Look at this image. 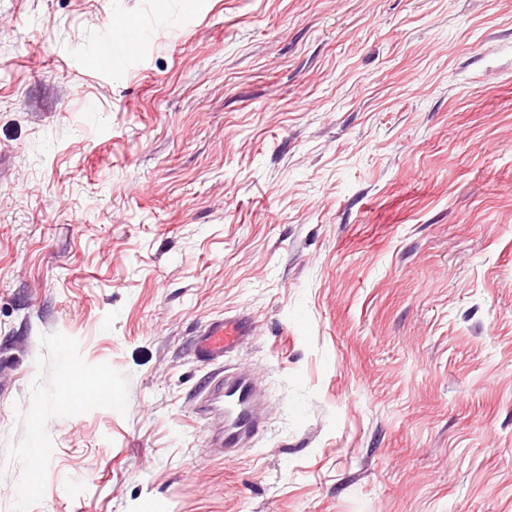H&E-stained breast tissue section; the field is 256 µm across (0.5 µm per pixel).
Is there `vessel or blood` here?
I'll return each instance as SVG.
<instances>
[{
	"instance_id": "b4317fda",
	"label": "vessel or blood",
	"mask_w": 512,
	"mask_h": 512,
	"mask_svg": "<svg viewBox=\"0 0 512 512\" xmlns=\"http://www.w3.org/2000/svg\"><path fill=\"white\" fill-rule=\"evenodd\" d=\"M140 25L123 20H110L99 48L103 51L118 50L117 67H127L131 61L123 46L128 38L140 34ZM253 323L249 316L234 315L208 323L191 348L193 356L200 362L210 363L224 359L239 343L252 336ZM211 400L224 402V429L217 439L225 448L240 447L260 426L256 412V380L252 374L241 373L221 379L212 378L208 384Z\"/></svg>"
}]
</instances>
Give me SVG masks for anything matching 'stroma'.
<instances>
[{"label":"stroma","instance_id":"stroma-1","mask_svg":"<svg viewBox=\"0 0 512 512\" xmlns=\"http://www.w3.org/2000/svg\"><path fill=\"white\" fill-rule=\"evenodd\" d=\"M83 505L512 512V0H0V512ZM107 34L102 38L98 52L110 51L112 53L113 48H119L120 46L126 47V41L129 37H135L138 34L139 42H142L143 33L140 24H133L123 20L110 19L109 24L106 27ZM131 61V55L129 54L127 47L122 53L118 55L115 60V65L119 68H124L129 65ZM254 327L249 316L234 315L208 323L194 340L192 355L203 363L224 360L239 343L253 335ZM210 398L202 406L209 411L211 401L224 398V431L217 435L226 449L240 448L260 427L256 412V380L250 373L223 378L213 377L208 384Z\"/></svg>","mask_w":512,"mask_h":512}]
</instances>
